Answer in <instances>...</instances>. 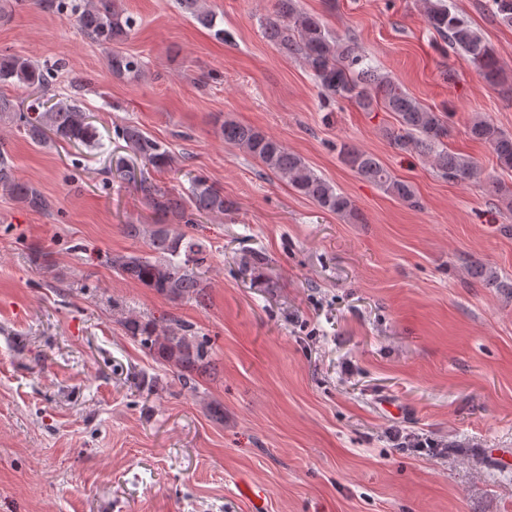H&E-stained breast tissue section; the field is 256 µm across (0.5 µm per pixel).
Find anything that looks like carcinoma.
<instances>
[{
	"mask_svg": "<svg viewBox=\"0 0 512 512\" xmlns=\"http://www.w3.org/2000/svg\"><path fill=\"white\" fill-rule=\"evenodd\" d=\"M181 4L202 26L214 28L213 11L207 0H181ZM489 8L501 24L512 27V0H489ZM424 14L429 29L469 57L488 84L495 86L500 82L502 68L495 50L444 0H424ZM77 23L91 40L114 46L107 58L113 74L124 76L142 69L141 59L116 49L134 27V19L126 13L121 0H84ZM263 27L265 37L281 52L303 60L324 102H352L365 112L381 107L396 116L398 128L387 132L395 148L433 157L441 174L457 183L479 178L480 171L470 157L448 150L445 111L422 104L389 76L379 73L366 56L355 50L351 41L328 28L322 15L304 11L299 0H275L273 15ZM65 66L62 60L45 67L24 56L0 55V84L18 85L43 96ZM3 116L39 145L51 143L55 138L85 147L97 141V129L90 115L80 109L72 95L62 96L55 102L39 101L30 105L27 112L0 95V118ZM220 132L224 142L242 149L319 208L350 221L360 219L348 196L317 175L300 155L288 150L277 138L230 119L221 123ZM467 133L471 139L490 146L499 169L512 171L511 134L480 115L470 119ZM118 137L147 170L163 169L171 163L163 145L136 125L121 127ZM340 159L384 193L410 207L420 206L413 186L393 176L375 154L344 145ZM132 182L135 192L156 216V222L127 224L125 231L142 239L151 255H116L111 259L112 268L123 279L142 284L171 301H204L206 246L203 241L179 231L178 225L191 223L194 215H222L230 210L231 203L202 177L191 181L186 197L159 187L143 175L132 178ZM0 190L32 211L48 213L53 208L49 197L15 177L14 165L2 147ZM470 274L487 288L512 289V281L502 280L486 266L475 264L470 267ZM124 327L143 349L169 363L183 386L193 391L197 389V376L217 371L207 342L195 335L191 325L178 318L128 317Z\"/></svg>",
	"mask_w": 512,
	"mask_h": 512,
	"instance_id": "cac0c4a2",
	"label": "carcinoma"
}]
</instances>
